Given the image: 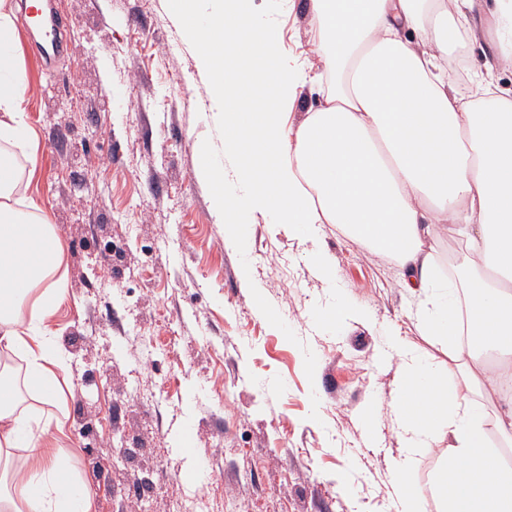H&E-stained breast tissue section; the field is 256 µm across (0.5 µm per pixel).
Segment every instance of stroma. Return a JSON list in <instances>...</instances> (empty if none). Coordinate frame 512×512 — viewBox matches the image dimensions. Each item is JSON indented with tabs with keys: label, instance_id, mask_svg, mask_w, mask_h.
<instances>
[{
	"label": "stroma",
	"instance_id": "stroma-1",
	"mask_svg": "<svg viewBox=\"0 0 512 512\" xmlns=\"http://www.w3.org/2000/svg\"><path fill=\"white\" fill-rule=\"evenodd\" d=\"M68 46L37 59L17 33L37 134L31 192L64 246V305L48 320L70 355L67 435L97 512H437L427 487L442 451L397 476L396 347L456 371L420 335L390 258L333 224L302 239L246 213L224 243L196 144L241 194L224 126L168 0H49ZM489 0L456 55L494 56ZM284 53L316 62L309 0H254ZM329 255L324 276L314 254ZM252 270L255 292L240 283ZM272 311L261 316L257 304ZM341 306V319L325 312Z\"/></svg>",
	"mask_w": 512,
	"mask_h": 512
}]
</instances>
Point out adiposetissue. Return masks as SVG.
Here are the masks:
<instances>
[{"label": "adipose tissue", "instance_id": "1", "mask_svg": "<svg viewBox=\"0 0 512 512\" xmlns=\"http://www.w3.org/2000/svg\"><path fill=\"white\" fill-rule=\"evenodd\" d=\"M169 9L196 49L246 187L226 190L223 168L199 146L197 175L212 188L225 244L242 245L247 211L306 239L337 224L391 256L417 300L419 331L465 370L458 379L404 354L401 441L445 449L430 486L440 512H512V463L489 443L493 430L512 438V94L483 78L464 93L448 81L443 62L473 27L468 0H311L319 73L290 61L252 0ZM325 80L323 103L290 123L300 88ZM28 94L16 55L0 53V512H95L87 478L44 445L65 434L70 358L46 324L66 297L64 251L27 194ZM445 236L467 249L453 278L432 247Z\"/></svg>", "mask_w": 512, "mask_h": 512}]
</instances>
